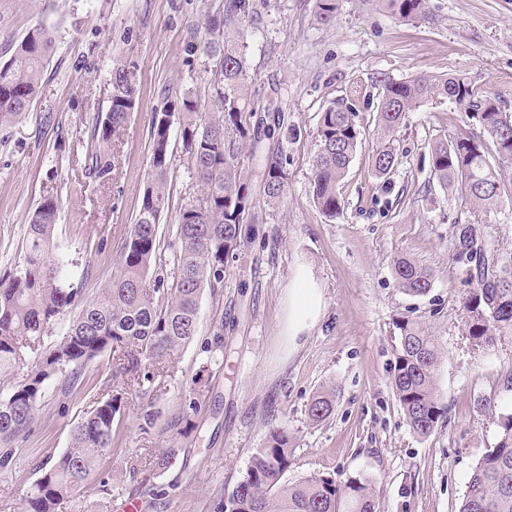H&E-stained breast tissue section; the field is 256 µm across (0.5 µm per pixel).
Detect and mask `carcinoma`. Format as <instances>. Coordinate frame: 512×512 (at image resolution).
<instances>
[{"label":"carcinoma","instance_id":"cac0c4a2","mask_svg":"<svg viewBox=\"0 0 512 512\" xmlns=\"http://www.w3.org/2000/svg\"><path fill=\"white\" fill-rule=\"evenodd\" d=\"M397 19L420 21L427 0H386ZM261 14L255 0H226L223 13L208 19L211 38L197 51L212 61L207 70L213 90L209 105L192 97L152 114L149 167L140 209L129 234L118 247L112 281L89 301L69 282L68 263L54 241L59 201L43 199L26 229V250L12 272L0 279V369L26 370L11 390L0 393V471L15 466L11 444L28 432L45 382L53 376L73 377L104 353L119 361L127 386L141 387L151 380L141 365L155 374L169 373L175 354L197 336L199 301L204 288L224 282V264L256 230L245 225L252 201L243 194L240 156L251 133L256 109L248 101L244 48L226 37L247 23L256 25ZM51 29L38 25L0 63V124L11 123L30 111L46 63L55 49ZM107 112L96 117L93 149L88 153L89 175L111 179L121 134L138 104L133 72L120 64L112 69ZM452 101L476 120L480 134L458 130L429 144L430 174L448 194L469 199L483 216L512 198V183L504 172L512 168V121H507V99L461 74L419 73L406 80L383 79L376 95V138L372 171L387 182L398 165L393 135L408 113L434 98ZM178 117L183 150L198 194L180 208L177 224L179 251L168 276L156 275L152 289L146 279L161 263L159 221L169 207V137ZM355 110L341 98L323 108L312 156V195L321 213L334 218L342 211L340 185L362 145ZM288 157L270 149L265 158L263 195L280 203L288 187ZM482 219L456 224L451 260L463 269L470 285L466 297L469 335L492 344L512 336V250L487 231ZM399 287L410 296L425 295L433 284L430 269L407 258L394 263ZM79 313L65 336L50 346L45 337L72 309ZM399 344L392 388L405 419L420 437L429 436L442 412L435 372L441 348L417 321L395 323ZM125 409L124 391L109 393L77 422L69 448L46 469L25 499V512H55L63 499L84 489L108 448L114 426ZM333 410V393L315 396L308 416L325 420ZM496 446L475 466L459 512H512V412L497 416ZM288 429L273 425L263 447L250 457L245 473L224 497L222 512H376L375 482L354 476L340 485L331 474L315 473L288 483L291 463Z\"/></svg>","mask_w":512,"mask_h":512}]
</instances>
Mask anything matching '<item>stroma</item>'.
I'll use <instances>...</instances> for the list:
<instances>
[{"label":"stroma","instance_id":"35a3bbf8","mask_svg":"<svg viewBox=\"0 0 512 512\" xmlns=\"http://www.w3.org/2000/svg\"><path fill=\"white\" fill-rule=\"evenodd\" d=\"M225 0H0V62L37 24L49 27L55 51L30 112L0 124V276L25 248L26 227L40 201L59 198L55 239L64 260L89 266L82 297L111 280L116 246L139 210L148 167L149 124L165 102L184 95L207 101L208 16ZM426 21L395 18L384 0H337L336 17L317 18L316 0H262V22L245 28L248 77L262 108L274 105L283 128L259 129L243 150L242 178L259 231L227 260L224 286L203 290L196 341L181 349L170 374L127 394L112 446L91 483L56 512H218L225 495L263 446L270 425L287 428L294 453L284 478L314 473L337 483L364 475L379 491V512H457L479 459L498 441L495 416L512 408L502 376L512 371V337L477 343L464 307L468 285L450 259L453 227L473 222L469 204L445 202L429 171L428 145L469 124L446 100L409 113L395 134L398 165L390 181L371 171L375 107L357 103L362 147L341 186L343 210L326 218L310 192L311 156L320 113L353 85L419 73L459 72L492 91H512V0H428ZM133 68L139 104L123 137L120 164L102 185L87 172L92 124L109 107L112 68ZM297 138L284 140V127ZM288 156V188L277 207L261 188L269 147ZM170 206L160 220L165 260L177 249L179 210L197 193L179 124L170 129ZM406 256L433 270L427 295L400 289L393 273ZM323 299L315 326L287 346V295L300 274ZM420 320L439 341L436 372L445 413L430 436L412 432L394 396L397 320ZM222 334L224 363L206 368L202 340ZM118 379L103 354L76 383L47 381L31 430L13 444L17 466L0 473V512H22L41 466L70 445L73 425L111 393ZM334 389L335 410L314 423L313 396ZM197 398L189 437L170 426ZM156 416L140 425L141 407ZM181 451L160 473L146 461L163 448Z\"/></svg>","mask_w":512,"mask_h":512}]
</instances>
